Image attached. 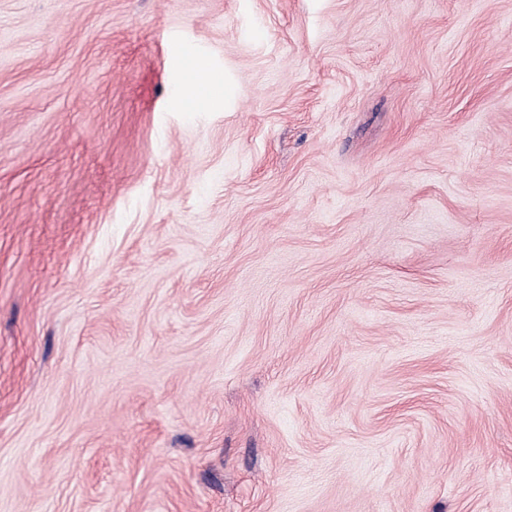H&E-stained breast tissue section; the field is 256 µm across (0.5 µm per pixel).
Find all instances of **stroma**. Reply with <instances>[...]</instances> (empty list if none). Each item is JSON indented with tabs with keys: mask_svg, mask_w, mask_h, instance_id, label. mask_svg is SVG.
Here are the masks:
<instances>
[{
	"mask_svg": "<svg viewBox=\"0 0 512 512\" xmlns=\"http://www.w3.org/2000/svg\"><path fill=\"white\" fill-rule=\"evenodd\" d=\"M0 512H512V0H0ZM184 69L188 77L199 83L207 96L215 99L223 94V85L208 80L210 70L208 60L197 54H188L184 58Z\"/></svg>",
	"mask_w": 512,
	"mask_h": 512,
	"instance_id": "stroma-1",
	"label": "stroma"
}]
</instances>
